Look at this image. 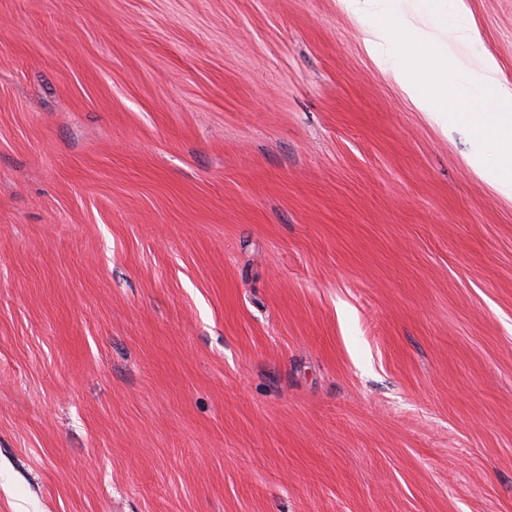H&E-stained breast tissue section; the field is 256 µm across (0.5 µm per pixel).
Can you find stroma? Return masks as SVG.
<instances>
[{
	"label": "stroma",
	"instance_id": "35a3bbf8",
	"mask_svg": "<svg viewBox=\"0 0 512 512\" xmlns=\"http://www.w3.org/2000/svg\"><path fill=\"white\" fill-rule=\"evenodd\" d=\"M474 148L338 0H0V512H512Z\"/></svg>",
	"mask_w": 512,
	"mask_h": 512
}]
</instances>
